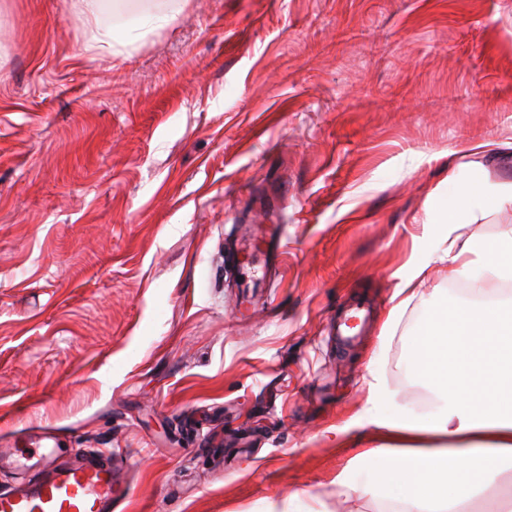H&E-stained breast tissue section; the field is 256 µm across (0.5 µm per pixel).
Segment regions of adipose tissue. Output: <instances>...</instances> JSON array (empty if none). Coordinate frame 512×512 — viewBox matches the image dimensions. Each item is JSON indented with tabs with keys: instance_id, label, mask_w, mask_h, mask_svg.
I'll return each mask as SVG.
<instances>
[{
	"instance_id": "ef3b65f1",
	"label": "adipose tissue",
	"mask_w": 512,
	"mask_h": 512,
	"mask_svg": "<svg viewBox=\"0 0 512 512\" xmlns=\"http://www.w3.org/2000/svg\"><path fill=\"white\" fill-rule=\"evenodd\" d=\"M489 206L512 199V183L458 188L446 211L448 224L474 221L475 195ZM450 275L470 277L472 302L435 311L420 330L413 354L416 373L442 407L433 421L388 418L366 412L336 429L345 442L353 429L385 430L392 448L371 457L375 481L394 489L401 512H512V497L491 494L512 467V302L485 291V273L512 280V236L489 245L464 242L445 255Z\"/></svg>"
}]
</instances>
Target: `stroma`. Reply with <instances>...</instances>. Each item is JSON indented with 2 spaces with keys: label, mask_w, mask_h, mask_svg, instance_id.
Listing matches in <instances>:
<instances>
[{
  "label": "stroma",
  "mask_w": 512,
  "mask_h": 512,
  "mask_svg": "<svg viewBox=\"0 0 512 512\" xmlns=\"http://www.w3.org/2000/svg\"><path fill=\"white\" fill-rule=\"evenodd\" d=\"M144 8L137 38L125 7L0 0V455L112 457L118 512H380L336 477L369 484L386 439L334 434L375 378L409 415L421 326L468 299L442 215L512 182V0ZM100 25L123 42L90 49ZM245 224L287 244L242 318ZM457 233L512 236V202Z\"/></svg>",
  "instance_id": "stroma-1"
}]
</instances>
